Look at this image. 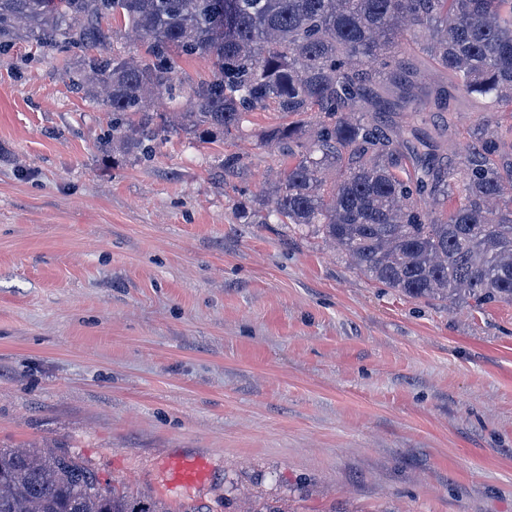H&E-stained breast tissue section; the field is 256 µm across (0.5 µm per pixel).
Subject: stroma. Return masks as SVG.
<instances>
[{
	"mask_svg": "<svg viewBox=\"0 0 512 512\" xmlns=\"http://www.w3.org/2000/svg\"><path fill=\"white\" fill-rule=\"evenodd\" d=\"M78 56L0 55V445L172 512H512V303L415 299L309 230L248 223L284 166L259 144L278 113L145 164L100 154L111 115L61 76ZM483 115L462 98L415 120L454 123L462 153ZM176 459L208 479L170 486Z\"/></svg>",
	"mask_w": 512,
	"mask_h": 512,
	"instance_id": "35a3bbf8",
	"label": "stroma"
}]
</instances>
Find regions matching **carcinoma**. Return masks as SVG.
<instances>
[{
	"label": "carcinoma",
	"instance_id": "cac0c4a2",
	"mask_svg": "<svg viewBox=\"0 0 512 512\" xmlns=\"http://www.w3.org/2000/svg\"><path fill=\"white\" fill-rule=\"evenodd\" d=\"M128 27L148 61L111 49ZM448 72L451 92L484 100L473 147L451 158L408 119L421 97L403 50ZM35 41L75 48L73 89L112 112L99 142L149 161L172 134L201 143L240 130L249 112L289 118L260 135L284 169L272 186L280 224L322 234L373 282L450 304L512 302V0H0V53ZM213 61L168 117L154 99L183 88V63ZM336 180L325 186V172ZM0 512H170L102 482L78 457L0 448ZM245 512H296L256 501Z\"/></svg>",
	"mask_w": 512,
	"mask_h": 512
}]
</instances>
